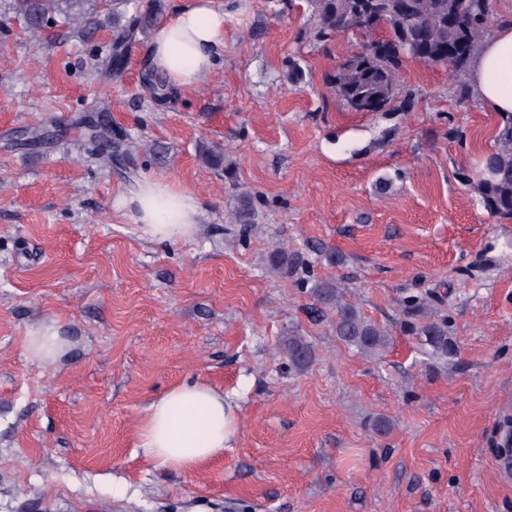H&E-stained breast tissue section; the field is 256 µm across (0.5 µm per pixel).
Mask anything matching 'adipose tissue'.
I'll return each instance as SVG.
<instances>
[{
    "instance_id": "1",
    "label": "adipose tissue",
    "mask_w": 512,
    "mask_h": 512,
    "mask_svg": "<svg viewBox=\"0 0 512 512\" xmlns=\"http://www.w3.org/2000/svg\"><path fill=\"white\" fill-rule=\"evenodd\" d=\"M223 49L224 10L214 0H189L157 28L150 47L154 66L177 88L194 87L208 76ZM469 79L489 110L512 114V24L485 40L470 64ZM115 206L150 241L187 239L200 216L193 193L154 177L120 192ZM25 349L32 361L53 368L68 357L72 345L55 321L45 320L30 329ZM237 423L223 392L200 382L180 384L145 407L137 446L152 466L192 473L223 456Z\"/></svg>"
}]
</instances>
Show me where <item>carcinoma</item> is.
I'll return each instance as SVG.
<instances>
[{
	"mask_svg": "<svg viewBox=\"0 0 512 512\" xmlns=\"http://www.w3.org/2000/svg\"><path fill=\"white\" fill-rule=\"evenodd\" d=\"M100 0H11L14 13L34 31L45 29L60 18L63 23L82 31L112 25V52L108 67L117 76L124 69L129 46L138 33L152 25L162 10L161 3L149 0H112V17L99 14ZM316 19V35L362 36L364 52L346 56L336 64L331 84L336 98L347 108L365 112H389L400 98H408L401 85L399 70L405 59L423 63L448 62L456 77L466 75L473 57L486 39L491 24L489 0H306ZM371 12L377 26L387 36L370 38L362 28V15ZM409 46L406 57L393 52L394 44ZM149 96L156 103L171 99L174 90L164 77L149 72L146 78ZM88 140L114 146L107 160L119 159L126 138L112 132L105 119L86 126ZM201 160L209 168L228 171L224 166V149L218 146L202 151ZM476 190L480 203L493 218L512 220V115L502 119L495 136L493 150L485 155L478 178H467ZM257 213L251 197L239 198L237 221L253 224ZM300 257L283 247L271 255V267L279 275L292 272ZM320 307L310 311L317 318L323 309L334 312L336 336L366 355H378L391 343L390 332L367 320L351 303L344 300L342 290L334 282L315 288ZM403 331L416 337L423 353L438 364H446L457 355V345L448 331V317L439 313L425 297L407 301L403 310ZM284 349L292 366L301 368L312 357L305 339L289 335Z\"/></svg>",
	"mask_w": 512,
	"mask_h": 512,
	"instance_id": "1",
	"label": "carcinoma"
}]
</instances>
